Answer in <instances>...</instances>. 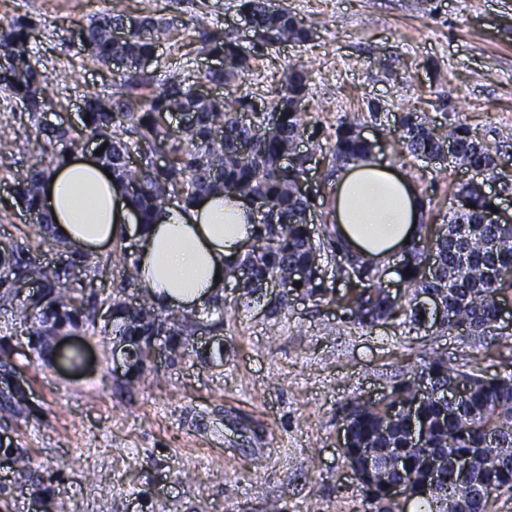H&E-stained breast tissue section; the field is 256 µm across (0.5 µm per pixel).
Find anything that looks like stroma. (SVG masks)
I'll use <instances>...</instances> for the list:
<instances>
[{
    "mask_svg": "<svg viewBox=\"0 0 512 512\" xmlns=\"http://www.w3.org/2000/svg\"><path fill=\"white\" fill-rule=\"evenodd\" d=\"M304 25L312 41L264 44L245 24L236 0H125L135 16L165 19L147 70L203 83L210 60L200 26L231 32L251 68L214 97L247 95L268 102L290 67L304 68L308 129L323 146L311 166L316 191L311 230L333 224L331 180L336 125L358 114L376 159L413 178L424 221L440 230L456 189L472 171L452 157L419 159L398 144L399 118L425 116L440 132L468 125L487 146L512 130V0H271ZM112 0H0V18L32 17L31 52L46 77L48 104L36 116L18 112L0 124V245H16L54 266L61 255L17 204V171L34 155L36 125L83 126L85 95L110 92L119 75L80 49L90 16ZM100 253L96 269L71 286L96 313L120 284L122 246ZM325 295L293 299L274 315V288L254 302L236 282L224 290L223 359H212V307L192 311L201 328L193 345L149 361L135 386L112 374L114 332L79 329L62 351L81 348L84 365L68 371L44 364L27 347L15 308L0 304V365L27 392L29 408L0 421V443L33 459L19 475L0 457V493L10 512H31L33 485L51 489V512H364L358 481L340 450V409L379 402L433 357L460 368L477 356L487 377L512 374V330L465 339L390 319L350 328L339 298L347 290L333 259L322 262ZM190 472V480L179 472Z\"/></svg>",
    "mask_w": 512,
    "mask_h": 512,
    "instance_id": "stroma-1",
    "label": "stroma"
}]
</instances>
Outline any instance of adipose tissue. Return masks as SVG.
Wrapping results in <instances>:
<instances>
[{"instance_id":"ef3b65f1","label":"adipose tissue","mask_w":512,"mask_h":512,"mask_svg":"<svg viewBox=\"0 0 512 512\" xmlns=\"http://www.w3.org/2000/svg\"><path fill=\"white\" fill-rule=\"evenodd\" d=\"M43 189L51 194V235L73 255L101 251L136 231L138 287L163 310L192 311L223 296L231 268L259 232L251 206L220 191L187 208L164 206L152 224L141 226L105 166L82 156L55 166ZM332 202L337 239L377 264L392 262L407 238L420 235L413 224L423 218V203L412 180L377 161L344 168Z\"/></svg>"}]
</instances>
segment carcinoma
<instances>
[{
  "label": "carcinoma",
  "mask_w": 512,
  "mask_h": 512,
  "mask_svg": "<svg viewBox=\"0 0 512 512\" xmlns=\"http://www.w3.org/2000/svg\"><path fill=\"white\" fill-rule=\"evenodd\" d=\"M115 0L112 9L92 15L84 27L83 50L103 66L124 62L120 80L108 96L89 95L85 99L83 132L104 146L102 161L112 169L125 195L140 215L141 226L152 223L155 212L164 205L190 206L200 197L219 190L245 198L257 215L260 232L256 244L237 262L248 269L242 284L243 296L250 298L263 284L272 280L283 287V295L274 310H288L290 296L320 294L317 273L324 248L346 257L336 265L337 274L349 280L353 288L345 301V322L350 326L371 327L399 314L420 325L430 316L416 302L420 295L441 296L442 317L438 328L481 339L498 329L497 303L512 294V223L494 224L487 219L496 209L494 196L464 184L454 194L458 211L448 218L443 232L432 238L425 234L413 242L403 260L401 279L410 298L395 301L379 286V267L352 255L327 233V242L311 233L307 214L311 201L298 188L304 164L298 159L292 169L281 168L288 154L297 153V144L307 130L301 108H290L296 99H305L309 78L303 69L288 71L270 109L254 115V124H244L240 111L250 100L203 98L194 92V84L172 75L156 83L154 75L144 72L140 61L153 54L155 37L167 29V23L152 16H131ZM238 12L245 22L261 32L267 43H302L314 36L313 27L299 22L286 8H276L268 0H238ZM123 25L129 37L123 42L112 39V28ZM37 23L16 17L0 21V90L20 102L34 116L46 105L43 97L45 75L38 62L31 60L28 44ZM203 48L224 56V70L204 74L207 82L220 86L245 72L249 61L239 52L232 36L222 30L202 32ZM153 87L139 105L129 92ZM187 116L182 131L174 135L166 124V115ZM401 139L406 150L416 157H437L453 140V155L461 164L483 171L502 192L512 191V154L490 150L469 127L460 124L448 135L437 132L423 117L408 112L400 118ZM45 142L75 141L64 126L39 128ZM375 145L363 138L359 119L344 115L335 131L336 164L374 155ZM165 153L170 163L162 168L153 164V156ZM62 156L42 150L29 167L16 178L17 202L25 212L35 214L42 224L50 223L40 198L42 182L51 166ZM435 271L429 272L428 264ZM91 257H68L52 268L22 257L17 248L0 250V301L16 302V311L28 327V347L38 357L45 354L42 330L95 329L94 312L68 287V275L75 267H89ZM410 273H405V269ZM302 270L304 279L292 274ZM122 280L112 300V328L131 346L134 373L125 378L134 384L144 371L145 361L159 343L169 353L185 348L199 325L190 316L158 310L144 295L133 303L125 298L129 288L138 286L140 271L134 259H125ZM33 280L39 284L37 297L18 299L14 284ZM300 287H294V283ZM420 375L435 390L448 383V377L462 376L470 381V390L454 405L434 397L419 405L418 420L425 426L422 444L408 441L412 420L402 412L416 396L415 376L393 387L388 402L382 405L352 401L341 408L340 421L349 435L351 459L362 464L368 449L396 448L402 459L397 479L411 492L415 512H432V502L444 503L443 512H486L487 501L464 487L450 473L437 483L428 481V459L435 453L467 454L484 472L486 486L494 492H512V376L484 377L472 371L449 366L436 358L423 365ZM22 392L4 383L0 391V410L22 413ZM4 452L17 472L25 474L31 464L23 448ZM367 505L365 512H395L398 504L383 487L360 482Z\"/></svg>",
  "instance_id": "obj_1"
}]
</instances>
